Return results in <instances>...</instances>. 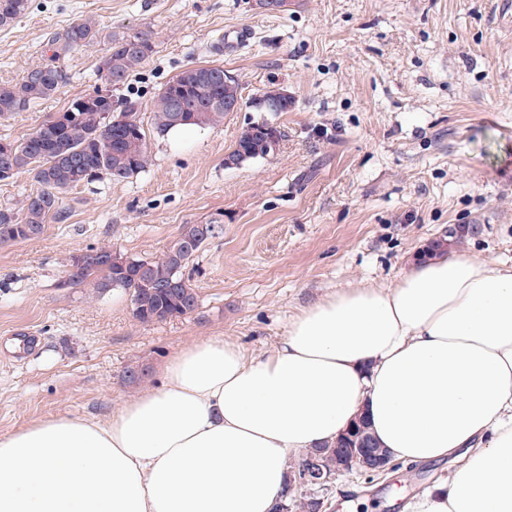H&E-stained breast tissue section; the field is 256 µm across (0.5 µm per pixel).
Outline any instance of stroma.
<instances>
[{"label":"stroma","instance_id":"stroma-1","mask_svg":"<svg viewBox=\"0 0 512 512\" xmlns=\"http://www.w3.org/2000/svg\"><path fill=\"white\" fill-rule=\"evenodd\" d=\"M83 20L155 39L112 90L113 111L134 100L143 126L189 67L223 66L246 102L276 85L293 104L267 115L283 134L274 155L225 165L257 117L248 105L181 140L151 133L145 171L80 185L40 238L0 245V435L63 413L107 417L212 336L267 356L301 310L349 286L394 285L439 239L512 266V0H291L282 13L253 0H31L0 28V83ZM104 49L73 52L61 92L0 119V139L28 137L103 87ZM218 213L223 235L188 266L199 306L187 317L144 324L124 291L61 284L77 252L158 259L185 225ZM134 363L150 368L143 385L123 377ZM457 465L397 460L342 475L330 512H406Z\"/></svg>","mask_w":512,"mask_h":512}]
</instances>
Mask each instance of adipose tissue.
<instances>
[{
	"label": "adipose tissue",
	"instance_id": "obj_1",
	"mask_svg": "<svg viewBox=\"0 0 512 512\" xmlns=\"http://www.w3.org/2000/svg\"><path fill=\"white\" fill-rule=\"evenodd\" d=\"M360 415L391 458L460 455L412 512H512V267L445 249L308 306L263 358L192 344L107 418L0 436V512H273L288 460Z\"/></svg>",
	"mask_w": 512,
	"mask_h": 512
}]
</instances>
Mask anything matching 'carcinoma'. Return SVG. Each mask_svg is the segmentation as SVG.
<instances>
[{
    "instance_id": "carcinoma-1",
    "label": "carcinoma",
    "mask_w": 512,
    "mask_h": 512,
    "mask_svg": "<svg viewBox=\"0 0 512 512\" xmlns=\"http://www.w3.org/2000/svg\"><path fill=\"white\" fill-rule=\"evenodd\" d=\"M29 7L30 0H0V27L23 18ZM94 43L105 45L99 72L110 87L124 84L156 48L148 32H116L86 21L73 23L51 38L52 54L48 59L31 66L17 82L0 84V119L57 95L64 83L58 62L74 50ZM239 96L238 80L224 67L187 68L158 93L152 129L163 137L184 126H219L227 115L224 103ZM110 111L112 106L99 101L97 90L75 97L63 112L43 122L27 138L11 142L8 152L0 153V183L27 172L37 185L19 208H0L1 245L15 242L11 233L20 224L28 228L32 238L42 235L45 224L60 216L63 195L68 190L102 176L124 181L145 170L150 155L136 103L125 101L122 111L109 122H102L99 113ZM275 139H282V132L270 126L267 119L248 122L226 164L239 165L272 155L271 142ZM223 233L221 214L203 224H187L164 256L151 261L110 247H89L75 284L88 285L99 292H127L134 317L145 324L183 318L199 305L185 269L198 251ZM311 458L322 472L332 475L344 472L350 462L348 446L339 438L330 445L306 450L288 471L299 470ZM314 498L313 487L286 486L274 512H311Z\"/></svg>"
}]
</instances>
